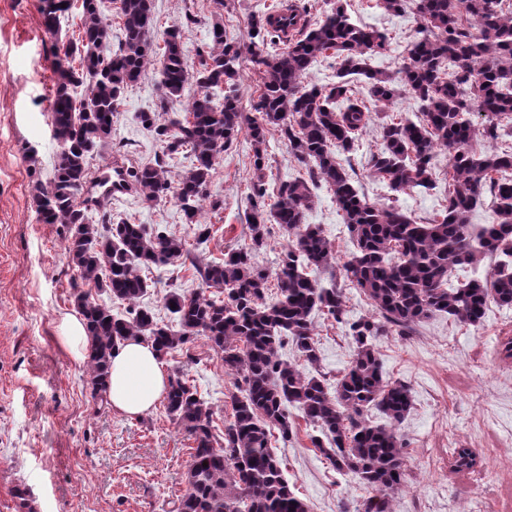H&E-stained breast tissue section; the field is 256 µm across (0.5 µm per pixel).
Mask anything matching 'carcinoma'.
Returning a JSON list of instances; mask_svg holds the SVG:
<instances>
[{
  "instance_id": "cac0c4a2",
  "label": "carcinoma",
  "mask_w": 512,
  "mask_h": 512,
  "mask_svg": "<svg viewBox=\"0 0 512 512\" xmlns=\"http://www.w3.org/2000/svg\"><path fill=\"white\" fill-rule=\"evenodd\" d=\"M410 1L421 37L408 49L397 81L369 64L386 49L387 34L352 23L341 0L322 23L301 30L283 47L265 39L268 18L252 17L255 34L244 49L260 79L253 115L242 111L237 94L244 49L224 39L219 18L212 23V46L196 51V65L186 57L177 28L163 33V52L153 49L152 0H119L122 38L108 57L101 47L111 29L98 0H82L79 39L52 43L58 80L50 112L61 151L49 186H36L34 204L39 221L63 227L64 253L81 281L74 302L91 341L87 373L93 398L106 401L112 354L131 338L151 344L163 358L202 335L222 354L224 369L236 375L229 395L232 416L222 433L213 426L208 401L179 373L168 376L166 411L193 441L186 489L174 502L175 512H308L269 448L273 431L284 440L292 434L290 406L318 431L312 445L333 468L376 492L362 512H391L394 495L406 486L405 443L396 424L412 401L405 384L383 378L374 341L393 326L410 332L436 313L475 326L489 302L512 306V149L481 154L473 148L479 137L490 143L512 138V3L379 0V5L399 14ZM64 3L70 0H42L43 26L53 36L60 15L68 11ZM330 49L340 59L336 81L303 86V75ZM150 68L160 76L161 111L169 112L192 83L200 93L189 99L184 113L174 112L160 124L150 113H140L142 123L153 128L159 153L154 163L125 170L126 177L144 202H175L199 246L212 232L198 220L203 203L214 211L223 206L222 200L210 199L211 170L242 131L250 137L255 157L252 210L246 216L251 246L229 249L221 262L204 261L184 239L163 230L124 220L114 224L110 210L99 211L97 225L79 200L90 182L89 160L112 138V117L125 90ZM358 79L367 94L351 85ZM402 94L418 102L419 121L387 120L385 113L367 109L368 98L386 108ZM376 120L383 148L371 155L370 171L393 192L434 188L436 152L448 153V199L441 218L421 221L359 196L346 164ZM271 128L288 154L306 166V174L281 182L268 205L264 164ZM186 149L191 166L173 181L166 158ZM323 183L356 246L342 265L343 277L371 300L376 320L344 319V289L335 283L323 287L306 273L336 260L322 230L304 223L313 191ZM485 195L494 218L476 226L468 216ZM269 222L291 238L273 274L255 262ZM494 254L505 260L491 279L450 282L456 269ZM168 265L193 270L200 288L166 294L164 307L173 322L160 324L137 304L147 293L152 267ZM273 276L280 296L270 302L266 294ZM204 286L222 291L224 298L206 295ZM102 293L126 303L125 312L98 302ZM315 311L349 325L355 344L353 361L333 388L326 376L307 373L279 354L290 341L305 363L317 367ZM371 408L386 422L370 420L365 412ZM451 455L457 469L478 464L468 448H454Z\"/></svg>"
}]
</instances>
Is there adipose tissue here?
Instances as JSON below:
<instances>
[{
    "label": "adipose tissue",
    "mask_w": 512,
    "mask_h": 512,
    "mask_svg": "<svg viewBox=\"0 0 512 512\" xmlns=\"http://www.w3.org/2000/svg\"><path fill=\"white\" fill-rule=\"evenodd\" d=\"M167 384L164 365L149 345L130 340L114 351L107 393L114 410L143 415L164 397Z\"/></svg>",
    "instance_id": "adipose-tissue-1"
}]
</instances>
